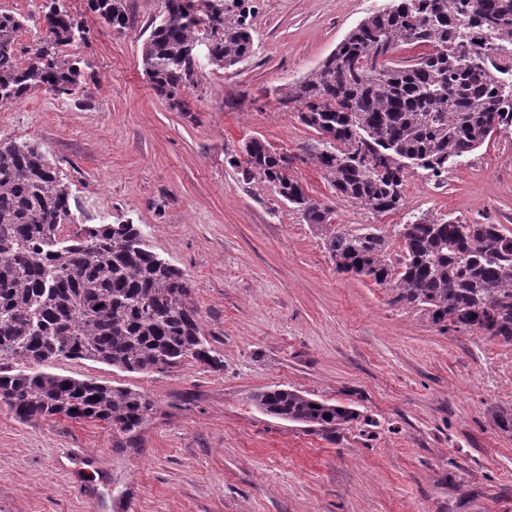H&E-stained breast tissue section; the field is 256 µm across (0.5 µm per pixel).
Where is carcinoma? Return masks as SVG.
<instances>
[{
	"label": "carcinoma",
	"instance_id": "obj_1",
	"mask_svg": "<svg viewBox=\"0 0 512 512\" xmlns=\"http://www.w3.org/2000/svg\"><path fill=\"white\" fill-rule=\"evenodd\" d=\"M244 0H164L149 24L142 65L170 108L203 65L230 69L254 53ZM116 30L130 25L126 0H89ZM49 39L24 64L16 56L25 18L0 13V105L43 89L71 98L84 71L69 47L89 30L46 0ZM404 44L427 51L402 62ZM512 0H391L362 20L305 78L277 98L318 134L292 158L254 137L230 165L273 189L324 237L336 271L387 285L394 302L424 311L443 332L512 343V231L411 216L398 225L401 253L386 236L332 224L330 210L288 175L294 160L315 165L339 200L374 215L403 206L404 185L422 169L440 181L496 134L512 129ZM70 185L39 146L0 141V402L21 422L68 418L137 432L153 409L141 393L43 371L58 359L126 372H168L190 360L219 367L194 302L190 279L150 248L136 224H84ZM265 414L334 432L360 413L297 391L255 394Z\"/></svg>",
	"mask_w": 512,
	"mask_h": 512
}]
</instances>
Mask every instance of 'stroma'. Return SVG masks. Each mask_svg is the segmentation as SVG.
Segmentation results:
<instances>
[{"instance_id": "35a3bbf8", "label": "stroma", "mask_w": 512, "mask_h": 512, "mask_svg": "<svg viewBox=\"0 0 512 512\" xmlns=\"http://www.w3.org/2000/svg\"><path fill=\"white\" fill-rule=\"evenodd\" d=\"M256 53L202 67L187 112L156 94L142 67L146 27L163 0H129L119 32L87 0L88 68L78 99L44 90L0 106V139L38 144L78 199L83 223L140 225L152 250L194 288L208 345L222 361L166 373L84 360L50 372L146 395L133 438L70 419L23 423L0 406V512H512V343L449 335L393 291L337 272L321 236L272 189L230 166L256 136L293 156L290 174L353 233L372 226L398 254L396 225L428 213L512 230V131L443 181L411 174L404 205L373 215L338 201L298 162L317 135L283 111L275 89L307 76L386 0H252ZM43 0H0L26 17L18 56L46 40ZM301 392L356 409L333 434L260 411L255 394ZM83 448L96 472H68Z\"/></svg>"}]
</instances>
